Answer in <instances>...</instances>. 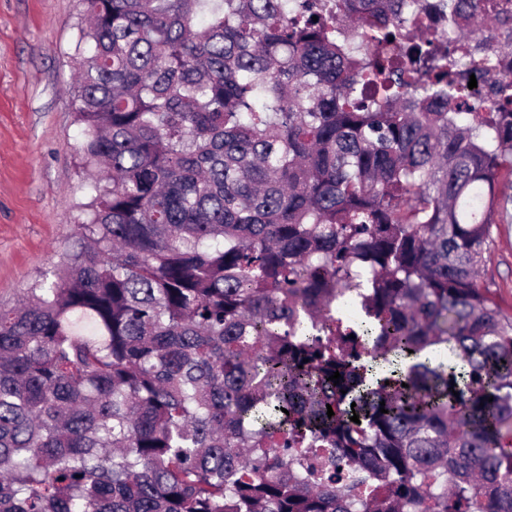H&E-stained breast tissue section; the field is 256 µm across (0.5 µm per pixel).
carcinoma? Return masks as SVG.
Instances as JSON below:
<instances>
[{
  "label": "carcinoma",
  "instance_id": "obj_1",
  "mask_svg": "<svg viewBox=\"0 0 512 512\" xmlns=\"http://www.w3.org/2000/svg\"><path fill=\"white\" fill-rule=\"evenodd\" d=\"M83 4L89 198L0 304V512H512L479 276L512 82L465 112L456 80L512 5L433 37L419 0Z\"/></svg>",
  "mask_w": 512,
  "mask_h": 512
}]
</instances>
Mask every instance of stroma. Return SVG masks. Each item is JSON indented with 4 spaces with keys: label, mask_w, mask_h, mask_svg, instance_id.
Wrapping results in <instances>:
<instances>
[{
    "label": "stroma",
    "mask_w": 512,
    "mask_h": 512,
    "mask_svg": "<svg viewBox=\"0 0 512 512\" xmlns=\"http://www.w3.org/2000/svg\"><path fill=\"white\" fill-rule=\"evenodd\" d=\"M81 0H0V303L22 297L75 241L85 199L75 121ZM482 281L512 312V217Z\"/></svg>",
    "instance_id": "stroma-1"
}]
</instances>
